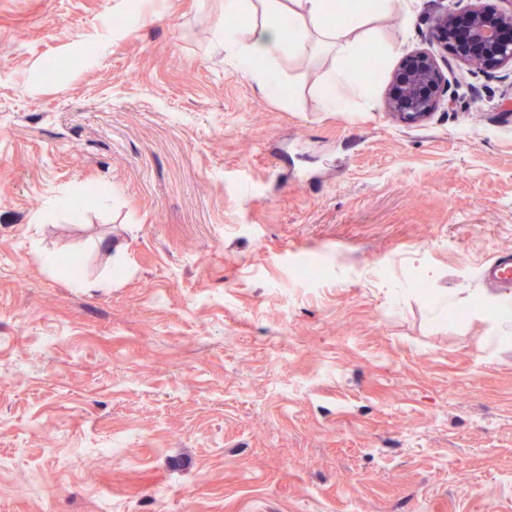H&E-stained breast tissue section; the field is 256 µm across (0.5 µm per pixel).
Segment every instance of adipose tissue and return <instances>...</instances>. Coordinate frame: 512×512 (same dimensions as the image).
I'll return each mask as SVG.
<instances>
[{"label": "adipose tissue", "instance_id": "ef3b65f1", "mask_svg": "<svg viewBox=\"0 0 512 512\" xmlns=\"http://www.w3.org/2000/svg\"><path fill=\"white\" fill-rule=\"evenodd\" d=\"M401 0H377L374 11L353 9L347 12L342 23L333 25L328 21L331 0H262L268 16L267 22L256 25L247 42H240L236 30L227 28L217 32L237 66L255 71L261 90H271L275 82L272 69L256 70V60L272 61L279 55H301L306 49L309 32H316L320 46L334 50L340 59L339 65L326 76L322 96L326 106L338 109L347 101L363 92L364 87L344 65L345 59L355 55L361 39V31L372 16L395 14ZM433 319H440L448 311L468 305L472 308L471 321L488 326V333L480 341L481 347L501 349L512 345V294L497 295L475 302L473 296L464 292L438 293L429 301Z\"/></svg>", "mask_w": 512, "mask_h": 512}]
</instances>
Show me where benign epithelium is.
<instances>
[{
    "label": "benign epithelium",
    "instance_id": "1",
    "mask_svg": "<svg viewBox=\"0 0 512 512\" xmlns=\"http://www.w3.org/2000/svg\"><path fill=\"white\" fill-rule=\"evenodd\" d=\"M468 17L466 43L453 48L456 61L465 67L493 72L512 67V39L502 35V29H512V8L491 10L474 0L465 11ZM455 14L443 9L430 19V32L443 49H448ZM454 98L448 95L445 78L435 55L420 50L401 62L395 79V89L386 100L385 109L407 119L422 118L436 111L439 106H453Z\"/></svg>",
    "mask_w": 512,
    "mask_h": 512
}]
</instances>
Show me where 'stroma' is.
I'll list each match as a JSON object with an SVG mask.
<instances>
[{"instance_id": "35a3bbf8", "label": "stroma", "mask_w": 512, "mask_h": 512, "mask_svg": "<svg viewBox=\"0 0 512 512\" xmlns=\"http://www.w3.org/2000/svg\"><path fill=\"white\" fill-rule=\"evenodd\" d=\"M223 3L0 0V512H512V348L413 285L512 247V75L446 58L453 108L384 110L470 0L372 20L338 111L312 43L261 92ZM455 16H457V14L448 13V9H443L434 14L430 19V32L446 51H448Z\"/></svg>"}]
</instances>
